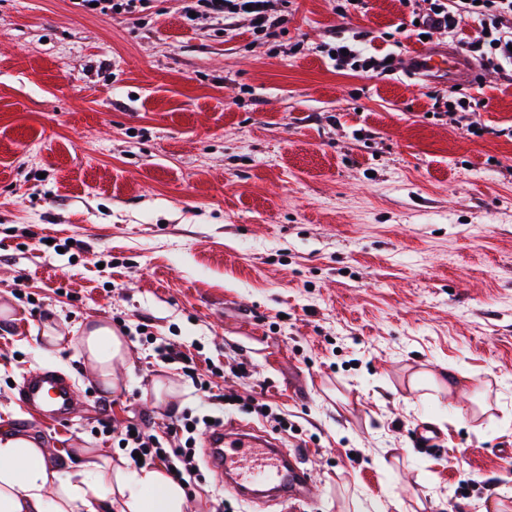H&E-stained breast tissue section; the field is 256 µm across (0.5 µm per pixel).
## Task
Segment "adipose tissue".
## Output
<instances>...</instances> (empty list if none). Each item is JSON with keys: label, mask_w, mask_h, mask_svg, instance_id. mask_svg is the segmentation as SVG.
<instances>
[{"label": "adipose tissue", "mask_w": 512, "mask_h": 512, "mask_svg": "<svg viewBox=\"0 0 512 512\" xmlns=\"http://www.w3.org/2000/svg\"><path fill=\"white\" fill-rule=\"evenodd\" d=\"M77 347L103 384L113 386V365L129 353L125 339L110 325L95 324L78 337ZM0 512H188V497L164 469L114 466L85 450L60 469L32 439L5 430Z\"/></svg>", "instance_id": "obj_1"}]
</instances>
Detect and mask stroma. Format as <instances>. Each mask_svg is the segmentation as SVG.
I'll use <instances>...</instances> for the list:
<instances>
[{
	"label": "stroma",
	"mask_w": 512,
	"mask_h": 512,
	"mask_svg": "<svg viewBox=\"0 0 512 512\" xmlns=\"http://www.w3.org/2000/svg\"><path fill=\"white\" fill-rule=\"evenodd\" d=\"M184 5L0 0V427L118 464L127 422L162 437L231 393L224 423L287 414L315 498L246 502L204 467L193 512H512V76L409 78L401 0H294L273 37ZM353 39L393 71L338 69ZM95 320L135 331L113 389L74 341ZM449 365L454 388H413ZM42 370L81 393L67 421L19 400ZM148 0H80L82 6L91 11L99 10L102 14H107L109 10L124 11L127 13H133L140 8ZM92 3H97V7H91Z\"/></svg>",
	"instance_id": "1"
}]
</instances>
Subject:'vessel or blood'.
<instances>
[{"label":"vessel or blood","instance_id":"obj_1","mask_svg":"<svg viewBox=\"0 0 512 512\" xmlns=\"http://www.w3.org/2000/svg\"><path fill=\"white\" fill-rule=\"evenodd\" d=\"M472 61L456 51L430 48L418 54L410 77L445 75L450 83L469 80ZM25 406L53 421L67 420L77 390L70 378L47 371L30 373L19 391ZM203 445L207 462L218 481L235 484L241 497L253 501L272 497L301 503L311 496V478L300 456L284 451L280 441L256 429H207Z\"/></svg>","mask_w":512,"mask_h":512}]
</instances>
